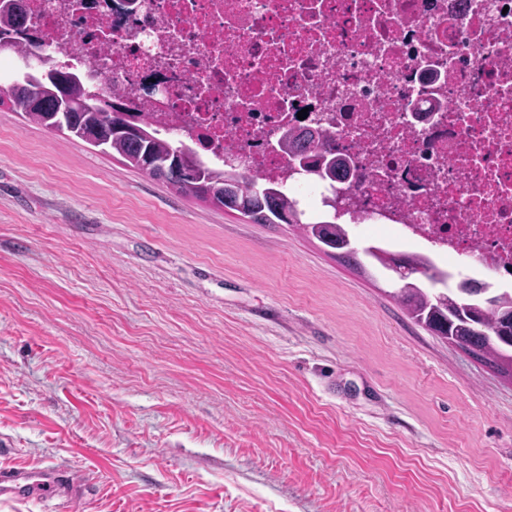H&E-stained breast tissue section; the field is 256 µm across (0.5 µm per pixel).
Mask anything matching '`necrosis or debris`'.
I'll use <instances>...</instances> for the list:
<instances>
[{
    "label": "necrosis or debris",
    "instance_id": "4bbe7bcc",
    "mask_svg": "<svg viewBox=\"0 0 512 512\" xmlns=\"http://www.w3.org/2000/svg\"><path fill=\"white\" fill-rule=\"evenodd\" d=\"M25 3L0 81L65 70L214 172L378 225L452 283L512 288V0ZM287 130L326 134L347 170L300 168Z\"/></svg>",
    "mask_w": 512,
    "mask_h": 512
}]
</instances>
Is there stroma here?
<instances>
[{
  "label": "stroma",
  "instance_id": "obj_1",
  "mask_svg": "<svg viewBox=\"0 0 512 512\" xmlns=\"http://www.w3.org/2000/svg\"><path fill=\"white\" fill-rule=\"evenodd\" d=\"M345 267L0 109V512H512V381ZM79 473L59 465L40 468H0V498L49 500L67 495L81 482Z\"/></svg>",
  "mask_w": 512,
  "mask_h": 512
}]
</instances>
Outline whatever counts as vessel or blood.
I'll return each mask as SVG.
<instances>
[{
	"mask_svg": "<svg viewBox=\"0 0 512 512\" xmlns=\"http://www.w3.org/2000/svg\"><path fill=\"white\" fill-rule=\"evenodd\" d=\"M79 473L59 465L40 468H0V498L49 500L67 495L79 484Z\"/></svg>",
	"mask_w": 512,
	"mask_h": 512,
	"instance_id": "1",
	"label": "vessel or blood"
}]
</instances>
